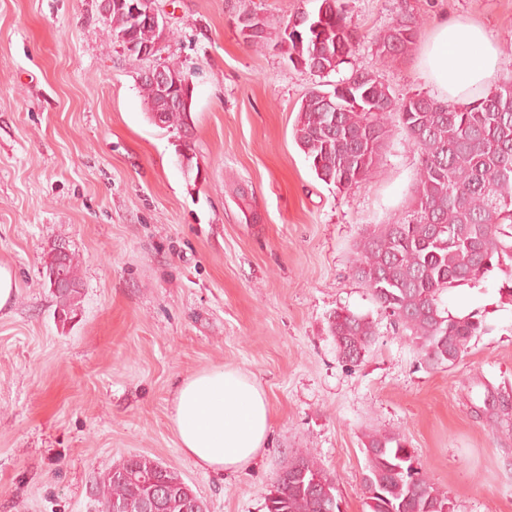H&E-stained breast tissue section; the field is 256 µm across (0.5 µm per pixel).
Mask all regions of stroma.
Here are the masks:
<instances>
[{"instance_id":"1","label":"stroma","mask_w":512,"mask_h":512,"mask_svg":"<svg viewBox=\"0 0 512 512\" xmlns=\"http://www.w3.org/2000/svg\"><path fill=\"white\" fill-rule=\"evenodd\" d=\"M358 41L337 71L299 69L281 33L313 0H159L174 62L193 86L190 139L154 125L140 66L103 34L96 0H0V265L16 291L0 309V512H97L95 482L145 455L176 471L207 512H266L291 458L313 452L341 512H367L369 433L402 436L450 512H512V300L495 270L453 288L455 314L489 326L455 365L426 366L352 274L356 243L411 203L418 155L393 128L372 176L319 180L294 132L306 93L355 72L394 96L437 89L420 74L447 16L498 51L488 81H512V0H341ZM266 25L256 47L239 33ZM422 24L390 60L376 38L404 14ZM192 149L195 170L181 155ZM78 262L68 320L43 263L55 245ZM364 314L378 339L339 359L328 317ZM224 366L270 406L271 434L250 468L201 471L169 420L181 379Z\"/></svg>"}]
</instances>
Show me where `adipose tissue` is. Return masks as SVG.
<instances>
[{"label":"adipose tissue","instance_id":"1","mask_svg":"<svg viewBox=\"0 0 512 512\" xmlns=\"http://www.w3.org/2000/svg\"><path fill=\"white\" fill-rule=\"evenodd\" d=\"M496 63L497 50L480 28L444 19L425 46L422 73L441 93L459 98L486 85ZM171 421L181 451L218 474L248 468L270 431L264 392L245 374L224 368L181 379Z\"/></svg>","mask_w":512,"mask_h":512}]
</instances>
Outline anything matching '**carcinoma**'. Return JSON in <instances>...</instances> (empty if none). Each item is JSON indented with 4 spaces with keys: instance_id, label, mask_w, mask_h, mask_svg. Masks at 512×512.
<instances>
[{
    "instance_id": "carcinoma-1",
    "label": "carcinoma",
    "mask_w": 512,
    "mask_h": 512,
    "mask_svg": "<svg viewBox=\"0 0 512 512\" xmlns=\"http://www.w3.org/2000/svg\"><path fill=\"white\" fill-rule=\"evenodd\" d=\"M315 2L283 39L293 66L323 75L344 63L355 44V25L340 0H334L336 11L324 15V0ZM419 27L412 14L397 19L376 39L377 50L405 56ZM105 31L111 39L131 32L140 45L156 39L152 27L118 9L105 21ZM140 88L146 107L166 110V129L189 131L191 113L167 110L166 97L150 82ZM330 93L336 109L313 90L303 99L295 126V140L321 181L347 189L366 179L394 122L418 153L411 207L361 239L353 272L427 365H451L448 350L463 357L486 324L476 312L450 314L443 295L459 285L476 286L498 268L508 277L503 292L512 298V83L459 104L421 92L396 98L376 76L355 72ZM44 268L45 277L57 272L69 284L54 292L58 312L66 317L79 295L77 261L54 247ZM329 333L338 357L352 366L362 363L377 336L368 316L344 308L330 315ZM364 451L369 512H448V498L414 467V452L403 437L370 434ZM95 490L99 512H139L154 497L164 501L163 512H191L198 499L176 471L142 455L112 466ZM266 508L340 512L336 478L315 454L299 455L272 483Z\"/></svg>"
}]
</instances>
